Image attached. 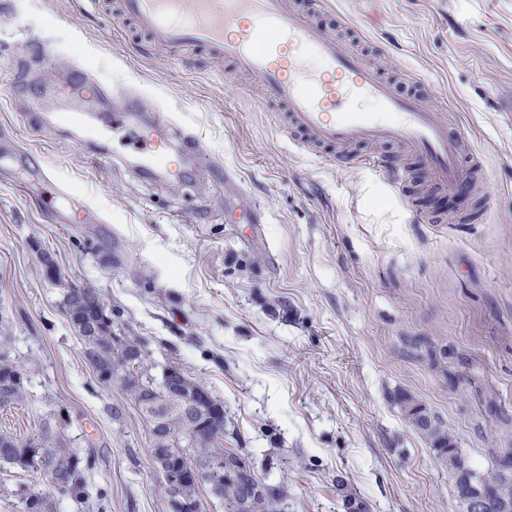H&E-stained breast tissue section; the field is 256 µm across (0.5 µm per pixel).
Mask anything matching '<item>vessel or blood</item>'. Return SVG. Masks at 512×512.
<instances>
[{
	"instance_id": "1",
	"label": "vessel or blood",
	"mask_w": 512,
	"mask_h": 512,
	"mask_svg": "<svg viewBox=\"0 0 512 512\" xmlns=\"http://www.w3.org/2000/svg\"><path fill=\"white\" fill-rule=\"evenodd\" d=\"M122 8L151 44L193 46L256 74L265 103L285 108L307 141L342 148L336 163H354L350 147L374 143L422 160L435 179L450 185L466 188L485 175L480 160L462 164L461 139L449 135L444 116L378 75L316 23L312 10L295 8L291 0H122ZM109 100L104 127L122 130L136 100L123 91ZM131 146L137 169H167V153L153 134L137 135ZM372 164L392 187L405 190L407 173L389 157L375 155Z\"/></svg>"
}]
</instances>
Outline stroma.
<instances>
[{
	"mask_svg": "<svg viewBox=\"0 0 512 512\" xmlns=\"http://www.w3.org/2000/svg\"><path fill=\"white\" fill-rule=\"evenodd\" d=\"M0 14V350L25 374L0 433L93 450L108 512H170L133 397L99 380L66 312L92 288L142 368L179 367L224 406V448L280 512H460L421 403L480 473L512 452V0H327L369 59L407 80L482 157L481 190H419L330 165L285 138L260 80L135 37L94 0ZM42 46L51 67L28 57ZM195 137L193 177H143L107 99ZM232 169L237 186L224 183ZM263 214L261 224L245 212ZM464 213L474 223L461 224ZM111 102L110 112H107V119L104 121V128L109 132L120 131L128 126L129 120L134 114L132 107L137 101L125 91H116L105 93Z\"/></svg>",
	"mask_w": 512,
	"mask_h": 512,
	"instance_id": "35a3bbf8",
	"label": "stroma"
}]
</instances>
